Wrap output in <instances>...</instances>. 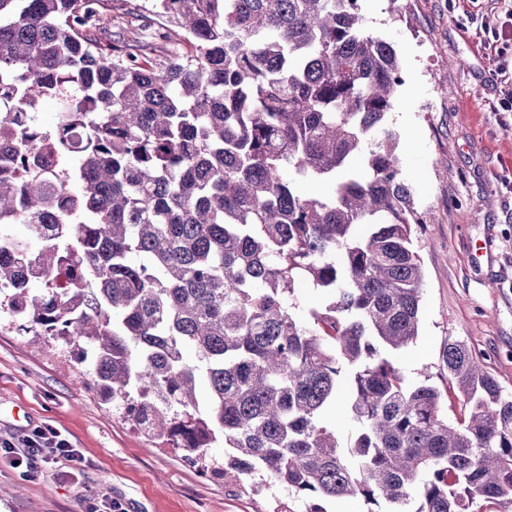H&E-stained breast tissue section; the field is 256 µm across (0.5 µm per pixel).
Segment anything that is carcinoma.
I'll list each match as a JSON object with an SVG mask.
<instances>
[{"instance_id": "1", "label": "carcinoma", "mask_w": 512, "mask_h": 512, "mask_svg": "<svg viewBox=\"0 0 512 512\" xmlns=\"http://www.w3.org/2000/svg\"><path fill=\"white\" fill-rule=\"evenodd\" d=\"M111 11L0 0V136L26 171L0 167V307L78 346L90 387L205 475L367 512H506L512 392L451 340L450 422L387 356L419 333L422 220L387 121L400 61L360 0H150L127 41ZM157 24L189 50L155 53ZM301 282L333 302L295 316ZM342 397L348 447L324 419Z\"/></svg>"}]
</instances>
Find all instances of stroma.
<instances>
[{
	"mask_svg": "<svg viewBox=\"0 0 512 512\" xmlns=\"http://www.w3.org/2000/svg\"><path fill=\"white\" fill-rule=\"evenodd\" d=\"M362 0L369 30L397 51L404 83L388 121L400 133L402 176L422 222L414 246L425 269L419 334L394 358L414 382L440 384L442 351L464 341L512 391V111L503 76L476 31L512 0ZM62 341L0 317V437L60 431L87 460L80 483L58 467L20 477L0 450V512H310V499L262 475L235 485L204 476L152 446L103 404Z\"/></svg>",
	"mask_w": 512,
	"mask_h": 512,
	"instance_id": "obj_1",
	"label": "stroma"
}]
</instances>
